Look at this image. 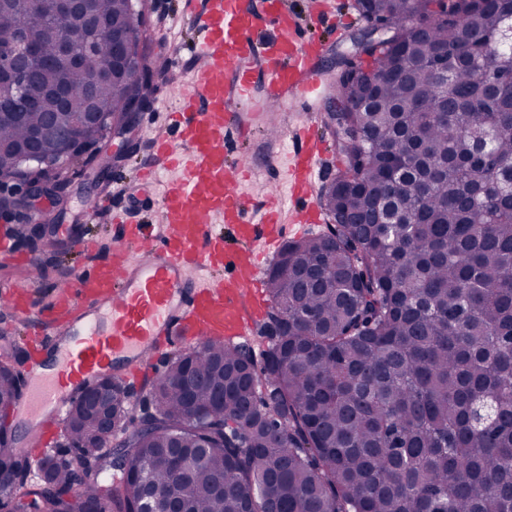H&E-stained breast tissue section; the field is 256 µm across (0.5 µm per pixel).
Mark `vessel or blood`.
Segmentation results:
<instances>
[{
    "label": "vessel or blood",
    "mask_w": 512,
    "mask_h": 512,
    "mask_svg": "<svg viewBox=\"0 0 512 512\" xmlns=\"http://www.w3.org/2000/svg\"><path fill=\"white\" fill-rule=\"evenodd\" d=\"M180 19L193 32L187 49L200 66L195 89L174 97L170 132L154 140L155 161L139 176L146 186L157 167L179 172L156 198L157 223L131 224L113 212L123 233L110 258L59 284L44 311L25 306V288L4 292L32 331L73 339L71 347L55 345L53 372H46L41 353L28 360L23 413L33 447L48 442L75 389L107 368L153 372L176 340L241 337L254 320L261 267L249 242L262 234L277 243L282 210L270 199L262 221H254L239 190L252 165L234 149L255 130H267L270 110L284 112L290 98L308 103L317 96L321 44L286 0H186ZM266 23L273 36L262 35ZM247 110L256 122L244 120ZM295 138L301 144L295 187L307 197L319 153L305 130ZM220 222L228 232L217 231Z\"/></svg>",
    "instance_id": "vessel-or-blood-1"
}]
</instances>
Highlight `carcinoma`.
I'll return each mask as SVG.
<instances>
[{
	"instance_id": "1",
	"label": "carcinoma",
	"mask_w": 512,
	"mask_h": 512,
	"mask_svg": "<svg viewBox=\"0 0 512 512\" xmlns=\"http://www.w3.org/2000/svg\"><path fill=\"white\" fill-rule=\"evenodd\" d=\"M389 24L400 52L372 50L375 89L362 64L337 85L358 108L342 116L336 146L345 188L319 202L348 223L286 242L267 274L270 310L260 359L209 340L172 355L149 381L156 412L139 427L113 387L105 410L75 408L72 451L47 463L29 492L41 512H140L149 489L160 508L185 512H512V86L494 101L483 56L512 0H357ZM127 21L131 0H89ZM44 0L0 12V42L22 28L38 40ZM448 51L435 73L429 50ZM129 68L101 89L120 122L152 93L155 71ZM92 52L67 68L34 67L32 93L61 87L71 111L88 107V80L112 72ZM54 102H0V143L20 145ZM492 156L475 182L467 163ZM395 203L398 215L383 223ZM0 364V407L17 403ZM111 418L125 434L109 447ZM94 475L75 495L80 470Z\"/></svg>"
}]
</instances>
